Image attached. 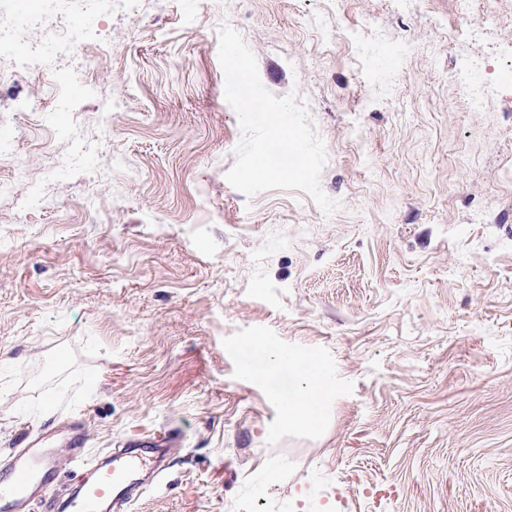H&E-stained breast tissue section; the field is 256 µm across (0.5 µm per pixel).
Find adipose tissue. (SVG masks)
Wrapping results in <instances>:
<instances>
[{
  "mask_svg": "<svg viewBox=\"0 0 512 512\" xmlns=\"http://www.w3.org/2000/svg\"><path fill=\"white\" fill-rule=\"evenodd\" d=\"M268 373L288 371L293 389L281 404L283 423L292 429L310 430L321 425L326 401L334 390L335 378L316 356H300L284 348L263 345Z\"/></svg>",
  "mask_w": 512,
  "mask_h": 512,
  "instance_id": "adipose-tissue-1",
  "label": "adipose tissue"
}]
</instances>
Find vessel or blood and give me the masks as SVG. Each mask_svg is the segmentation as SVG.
<instances>
[{
    "label": "vessel or blood",
    "instance_id": "obj_1",
    "mask_svg": "<svg viewBox=\"0 0 512 512\" xmlns=\"http://www.w3.org/2000/svg\"><path fill=\"white\" fill-rule=\"evenodd\" d=\"M174 440L131 444L100 460L88 459L82 433H74L64 449L24 448L0 471V512H26L30 501L48 491L60 470V453L81 470L77 490L65 499H53L54 512H125L141 487L144 468L162 473Z\"/></svg>",
    "mask_w": 512,
    "mask_h": 512
}]
</instances>
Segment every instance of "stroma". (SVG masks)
<instances>
[{
    "instance_id": "35a3bbf8",
    "label": "stroma",
    "mask_w": 512,
    "mask_h": 512,
    "mask_svg": "<svg viewBox=\"0 0 512 512\" xmlns=\"http://www.w3.org/2000/svg\"><path fill=\"white\" fill-rule=\"evenodd\" d=\"M71 8L109 48L65 69L76 110L19 111L57 81L0 51V461L79 422L92 455L179 434L133 512H512V95L470 112L451 82L501 81L512 0L492 39L456 0ZM226 24L307 105L333 215L227 182ZM262 339L334 371L319 429L236 360Z\"/></svg>"
}]
</instances>
